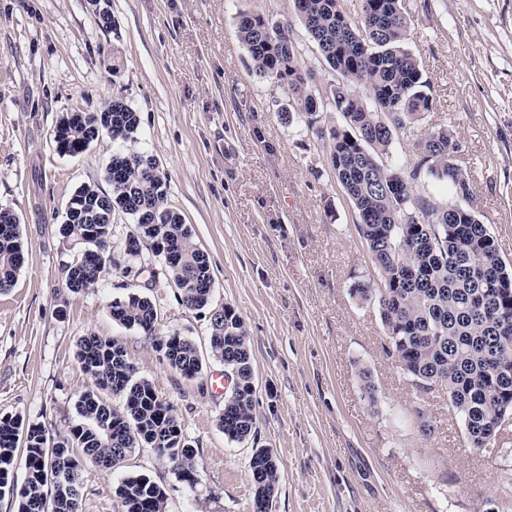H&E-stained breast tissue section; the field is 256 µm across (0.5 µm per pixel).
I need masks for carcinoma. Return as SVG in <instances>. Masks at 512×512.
Here are the masks:
<instances>
[{
	"instance_id": "carcinoma-1",
	"label": "carcinoma",
	"mask_w": 512,
	"mask_h": 512,
	"mask_svg": "<svg viewBox=\"0 0 512 512\" xmlns=\"http://www.w3.org/2000/svg\"><path fill=\"white\" fill-rule=\"evenodd\" d=\"M296 17L325 63L339 79L330 95L311 89L312 76L286 26L239 14L238 37L256 72L288 89L295 111L311 117L332 110L342 124L327 129V153L333 177L354 209L356 231L373 269L352 294L377 304L395 356L412 386L420 392L441 389L448 411L465 429L469 447L494 451L486 429L503 424L501 407L512 402V344L501 339L502 325H512V269L501 257L494 237L476 214L462 205L442 207L414 194L400 169L383 161L393 131L404 129L433 110L434 99L420 63L405 47L409 25L400 0H359L355 22L344 0H295ZM367 90L363 97L356 87ZM140 118L121 96L108 110L64 118L54 131L60 152L78 155L103 133L125 141ZM422 158L411 179L424 171L448 179L457 197L470 195V181L454 159L458 149L447 130L424 133ZM111 191L84 185L71 198L59 228L62 244L77 249L63 267L66 288H94L104 272L121 259L111 246L112 218L131 216L134 231L124 256L137 257L149 244L163 257L182 304L209 305L213 291L209 258L193 241L190 227L167 207V181L156 161L145 154L115 153L105 171ZM23 263L20 221L0 208V291L14 284ZM112 319L130 329L156 334L158 312L152 300L131 293L115 300ZM209 355L224 363L233 386L224 397L220 427L231 441L255 437V387L244 322L227 305L210 312ZM168 365L193 379L203 360L195 346L177 333L156 339ZM76 360L95 389L80 395V422L60 437L41 424L18 417L0 418V497L15 499L18 512H80V472L86 463L110 468L137 448L148 446L174 464L179 478L197 481L192 448L183 435L176 407L161 398L152 383L136 377L123 341L90 334L79 340ZM123 397L114 408L100 393ZM27 477L17 486L10 474L17 461ZM253 502L273 501L278 465L266 448L249 460ZM123 512H166L165 489L148 475H126L115 489Z\"/></svg>"
}]
</instances>
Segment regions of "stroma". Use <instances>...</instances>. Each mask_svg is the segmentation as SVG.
<instances>
[{"instance_id":"obj_1","label":"stroma","mask_w":512,"mask_h":512,"mask_svg":"<svg viewBox=\"0 0 512 512\" xmlns=\"http://www.w3.org/2000/svg\"><path fill=\"white\" fill-rule=\"evenodd\" d=\"M401 6L434 110L417 130L397 131L385 162L411 173L415 131H453L468 205L512 266V0ZM241 12L290 23L315 92L335 84L294 0H0V207L20 219L24 256L0 293V418L67 433L91 385L78 340L118 336L138 377L176 407L198 480L181 481L168 459L139 448L114 467H83L81 512H120L115 488L131 472L165 489L166 512H252L257 448L279 467L272 512H512L496 484L512 455L469 448L445 394L410 384L386 351L376 304L352 295L372 269L351 202L306 118H282L287 88L256 74L237 37ZM116 95L140 116L133 141L103 135L77 156L57 150L64 117L100 111ZM118 151L156 160L170 207L209 256L214 305L244 321L255 439L232 442L220 429L224 395L212 381L224 366L207 355L208 312L182 304L150 248L96 288L65 286L62 215L81 186L109 191L105 170ZM132 292L155 304L159 334L197 345L201 375L183 377L154 337L113 320L112 302Z\"/></svg>"}]
</instances>
